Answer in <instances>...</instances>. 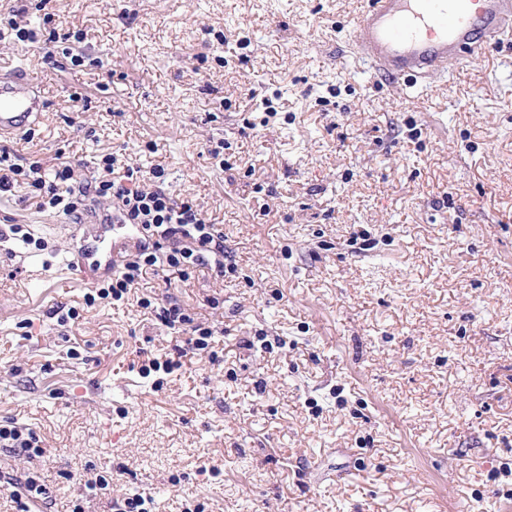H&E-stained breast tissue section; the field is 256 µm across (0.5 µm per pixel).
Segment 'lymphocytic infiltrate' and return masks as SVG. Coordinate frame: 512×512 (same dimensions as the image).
Here are the masks:
<instances>
[{"label":"lymphocytic infiltrate","mask_w":512,"mask_h":512,"mask_svg":"<svg viewBox=\"0 0 512 512\" xmlns=\"http://www.w3.org/2000/svg\"><path fill=\"white\" fill-rule=\"evenodd\" d=\"M114 161L112 155L102 156L96 162L102 176L80 181L68 158H60L49 167L38 161L23 164L15 149L0 146L1 193L24 189L38 209L53 210L75 224L80 223L88 203L112 199L118 203L121 223L137 227V240L123 256L118 271L103 280L95 295L87 296V303L101 298L120 304L149 269L162 276L199 267L209 268L219 277L234 272V264L224 261L223 227L207 223L193 201L175 199L158 186L162 169L145 171L131 163L123 178L117 180L110 176ZM160 319L167 328H181L187 337L176 356L162 362L150 360L143 366V374L160 369L173 372L181 368L183 358L203 351L210 359H217V352L210 349L213 328L195 322L176 301H168L162 307Z\"/></svg>","instance_id":"lymphocytic-infiltrate-1"}]
</instances>
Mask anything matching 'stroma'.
<instances>
[{"mask_svg": "<svg viewBox=\"0 0 512 512\" xmlns=\"http://www.w3.org/2000/svg\"><path fill=\"white\" fill-rule=\"evenodd\" d=\"M38 2L9 5L42 39L48 12L85 30L89 61L0 41V71L28 70L45 103L15 147L87 176L107 153L162 168L237 270L149 271L88 307L79 272L32 279L0 249V421L44 449L0 448V512L31 474L70 512L88 467L110 486L85 512L134 493L155 512H512V42L410 95L353 52L366 0ZM23 195L0 193V225L65 253L69 221ZM114 211L83 220L93 258ZM169 295L223 326V360L157 390L141 365L185 336L138 301Z\"/></svg>", "mask_w": 512, "mask_h": 512, "instance_id": "obj_1", "label": "stroma"}]
</instances>
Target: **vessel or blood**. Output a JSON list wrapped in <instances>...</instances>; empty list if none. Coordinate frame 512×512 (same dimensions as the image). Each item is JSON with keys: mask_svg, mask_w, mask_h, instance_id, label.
Returning <instances> with one entry per match:
<instances>
[{"mask_svg": "<svg viewBox=\"0 0 512 512\" xmlns=\"http://www.w3.org/2000/svg\"><path fill=\"white\" fill-rule=\"evenodd\" d=\"M511 32L512 0H367L350 39L372 77L412 93ZM42 109L26 70L0 78L1 138L22 135Z\"/></svg>", "mask_w": 512, "mask_h": 512, "instance_id": "1", "label": "vessel or blood"}]
</instances>
